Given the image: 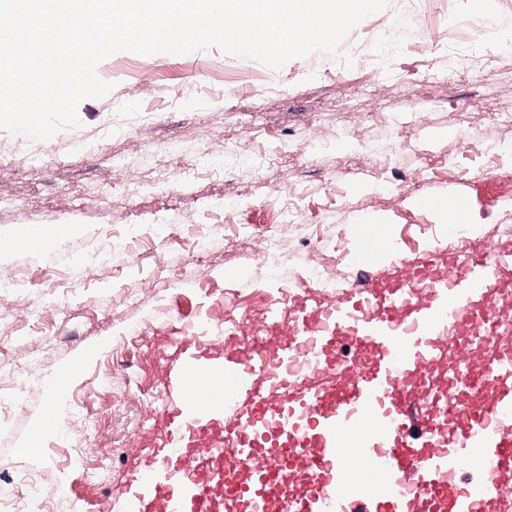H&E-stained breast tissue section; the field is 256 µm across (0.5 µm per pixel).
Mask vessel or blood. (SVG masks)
I'll return each instance as SVG.
<instances>
[{
  "label": "vessel or blood",
  "instance_id": "vessel-or-blood-1",
  "mask_svg": "<svg viewBox=\"0 0 512 512\" xmlns=\"http://www.w3.org/2000/svg\"><path fill=\"white\" fill-rule=\"evenodd\" d=\"M328 293L307 285L247 357L223 316L183 323L162 448L127 487L135 512H512V241L388 261ZM364 354L347 376L337 357Z\"/></svg>",
  "mask_w": 512,
  "mask_h": 512
}]
</instances>
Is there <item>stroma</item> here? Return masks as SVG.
<instances>
[{"instance_id": "35a3bbf8", "label": "stroma", "mask_w": 512, "mask_h": 512, "mask_svg": "<svg viewBox=\"0 0 512 512\" xmlns=\"http://www.w3.org/2000/svg\"><path fill=\"white\" fill-rule=\"evenodd\" d=\"M414 0L360 21L339 55L315 52L280 70L212 48L185 55L105 59L102 98L80 103V127L32 141L0 130V239L18 224L72 225L45 250L0 257V281L25 297H0V353L29 381L25 409L0 427V476H38L54 512H125L130 473L165 435L163 408L181 323L223 300L256 315L307 280L305 261L329 265L320 288L359 277L358 255L374 240L389 259L441 249L450 236L501 243L512 225V0H494L495 39L475 44L483 15L465 0H425L440 41L383 54L381 30L419 26ZM351 65H343V57ZM436 79L420 80L426 70ZM247 136L249 175L224 170V142ZM185 152L160 158L169 144ZM31 155L24 167L11 165ZM229 196L239 213L215 206ZM459 197L469 228L417 207ZM219 235L202 266L193 249ZM280 264L261 258L269 238ZM130 241L136 261L102 265L104 243ZM79 362L63 404L88 421L60 418L36 454L22 442L49 399L47 381ZM105 467L88 484L81 470Z\"/></svg>"}]
</instances>
